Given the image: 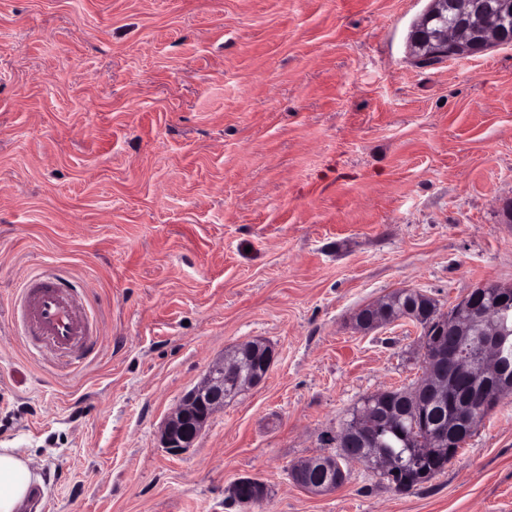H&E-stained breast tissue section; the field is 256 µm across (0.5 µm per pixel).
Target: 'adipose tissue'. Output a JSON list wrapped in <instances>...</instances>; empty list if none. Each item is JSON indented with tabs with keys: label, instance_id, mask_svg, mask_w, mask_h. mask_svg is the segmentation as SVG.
Instances as JSON below:
<instances>
[{
	"label": "adipose tissue",
	"instance_id": "1",
	"mask_svg": "<svg viewBox=\"0 0 512 512\" xmlns=\"http://www.w3.org/2000/svg\"><path fill=\"white\" fill-rule=\"evenodd\" d=\"M42 479L17 448H0V512H25Z\"/></svg>",
	"mask_w": 512,
	"mask_h": 512
}]
</instances>
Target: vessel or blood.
<instances>
[{"label":"vessel or blood","mask_w":512,"mask_h":512,"mask_svg":"<svg viewBox=\"0 0 512 512\" xmlns=\"http://www.w3.org/2000/svg\"><path fill=\"white\" fill-rule=\"evenodd\" d=\"M17 313L43 354L82 359L91 352L97 320L84 297L60 280L39 275L25 280Z\"/></svg>","instance_id":"1"}]
</instances>
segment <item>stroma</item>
Returning <instances> with one entry per match:
<instances>
[{
    "mask_svg": "<svg viewBox=\"0 0 512 512\" xmlns=\"http://www.w3.org/2000/svg\"><path fill=\"white\" fill-rule=\"evenodd\" d=\"M428 4L0 0V448L43 479L29 512H512V395L408 491L357 462L326 495L289 476L423 375L421 326L362 332L360 307L512 284V45L417 66ZM36 273L95 311L85 359L32 357ZM251 341L266 379L163 448ZM241 478L266 498L234 502ZM246 348L241 345L231 355L209 368L200 385L190 390L174 414L165 422L161 434L164 448L178 453L190 448L204 430L211 416L224 407V402L245 388L259 385L266 377L273 361V351L267 352L268 361L262 360V370L244 375L239 356ZM234 378L233 393L224 392V379Z\"/></svg>",
    "mask_w": 512,
    "mask_h": 512,
    "instance_id": "obj_1",
    "label": "stroma"
}]
</instances>
